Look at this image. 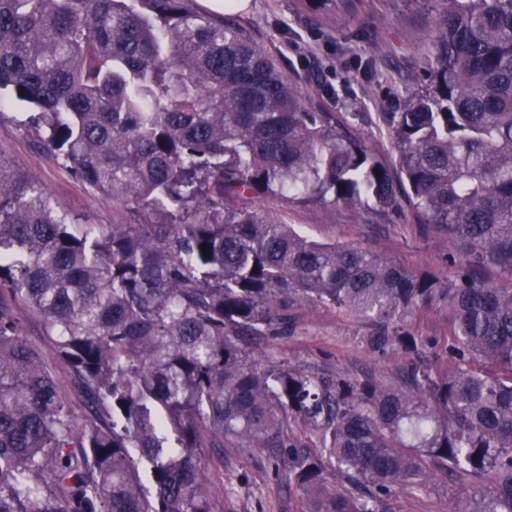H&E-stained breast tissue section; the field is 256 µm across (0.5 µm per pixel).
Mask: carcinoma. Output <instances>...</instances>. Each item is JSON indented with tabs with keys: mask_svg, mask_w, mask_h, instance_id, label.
Segmentation results:
<instances>
[{
	"mask_svg": "<svg viewBox=\"0 0 512 512\" xmlns=\"http://www.w3.org/2000/svg\"><path fill=\"white\" fill-rule=\"evenodd\" d=\"M450 3L423 83L380 113L386 160L360 114L304 97L195 0H0V107L32 105L29 135L136 216L81 232L0 158V512H215L209 458L226 448L272 449L306 512H394L397 490L442 476L472 489L457 512H512V286L486 276L512 277V0ZM253 197L407 213L455 272L308 239ZM436 299L445 371L404 326ZM304 302L371 322L405 383L247 351ZM17 316L22 324L25 339L31 345L41 349L47 363L51 367L57 368L58 360L52 341L47 336L44 320L36 312L23 305L17 308Z\"/></svg>",
	"mask_w": 512,
	"mask_h": 512,
	"instance_id": "1",
	"label": "carcinoma"
}]
</instances>
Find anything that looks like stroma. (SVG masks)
Wrapping results in <instances>:
<instances>
[{
	"mask_svg": "<svg viewBox=\"0 0 512 512\" xmlns=\"http://www.w3.org/2000/svg\"><path fill=\"white\" fill-rule=\"evenodd\" d=\"M446 0H250L235 18L279 61L282 70L311 98L332 112H364L358 132L379 155L390 157L393 143L378 119L434 62L431 37ZM30 109L0 112V157L40 183L70 222L93 228L130 224L129 211L72 177L47 150L35 148L28 134ZM248 207L292 225L299 233L332 244L357 245L397 260L405 267L448 274L447 240L409 218H381L344 206L298 207L251 199ZM296 334L254 345L256 355L285 360L309 370H335L353 378L373 375L396 385L400 355L370 352V323L337 309L311 303L298 310ZM416 336L442 339L448 308L441 302L413 311L405 319ZM217 512H305L302 492L287 471L270 472L267 449L224 451L214 470ZM466 498L453 483L437 482L418 494H401L400 512H453Z\"/></svg>",
	"mask_w": 512,
	"mask_h": 512,
	"instance_id": "35a3bbf8",
	"label": "stroma"
}]
</instances>
